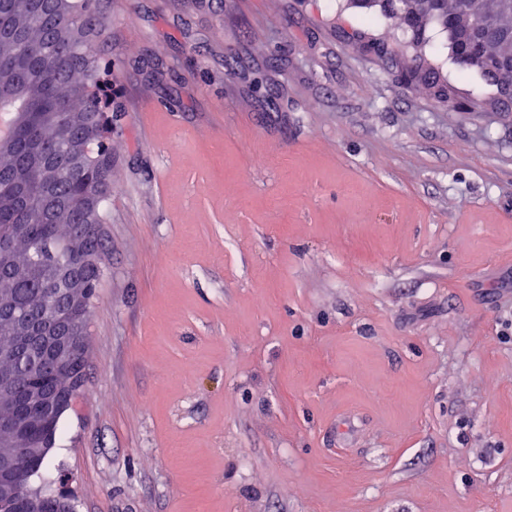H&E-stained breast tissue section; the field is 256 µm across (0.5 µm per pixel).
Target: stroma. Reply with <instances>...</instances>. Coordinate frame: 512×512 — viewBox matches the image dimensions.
I'll use <instances>...</instances> for the list:
<instances>
[{
	"instance_id": "stroma-1",
	"label": "stroma",
	"mask_w": 512,
	"mask_h": 512,
	"mask_svg": "<svg viewBox=\"0 0 512 512\" xmlns=\"http://www.w3.org/2000/svg\"><path fill=\"white\" fill-rule=\"evenodd\" d=\"M99 8L106 275L34 485L77 512H512L494 87L434 33L448 97L409 88L407 35L347 0Z\"/></svg>"
}]
</instances>
